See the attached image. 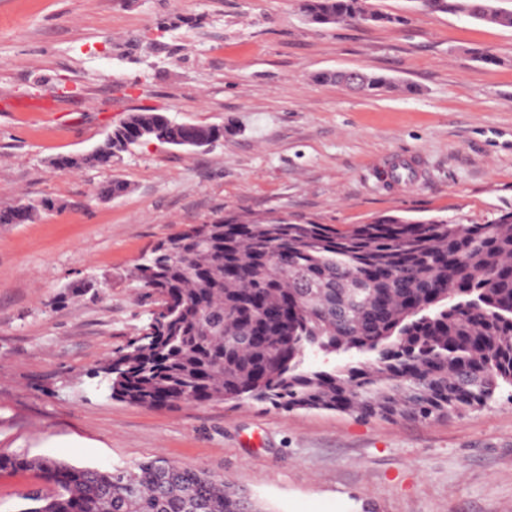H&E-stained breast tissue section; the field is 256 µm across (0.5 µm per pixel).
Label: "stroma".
<instances>
[{
  "mask_svg": "<svg viewBox=\"0 0 512 512\" xmlns=\"http://www.w3.org/2000/svg\"><path fill=\"white\" fill-rule=\"evenodd\" d=\"M403 24H308L296 0H0V207L56 209L0 224V452L77 467L161 455L199 466L268 512H512V387L426 423L264 403L148 409L98 390L93 370L154 305L138 259L232 215L333 224L382 216L488 224L512 211V28L373 0ZM488 52L496 61L475 60ZM361 69L370 96L318 81ZM140 109L222 126L203 148L158 141L62 172ZM411 158V177L384 172ZM117 179L126 192L100 199ZM95 279L99 292L61 300ZM0 471V512L44 488Z\"/></svg>",
  "mask_w": 512,
  "mask_h": 512,
  "instance_id": "35a3bbf8",
  "label": "stroma"
}]
</instances>
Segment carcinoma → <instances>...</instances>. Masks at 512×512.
<instances>
[{
	"instance_id": "carcinoma-1",
	"label": "carcinoma",
	"mask_w": 512,
	"mask_h": 512,
	"mask_svg": "<svg viewBox=\"0 0 512 512\" xmlns=\"http://www.w3.org/2000/svg\"><path fill=\"white\" fill-rule=\"evenodd\" d=\"M432 11L512 28L499 0H432ZM311 23L400 24L370 0H300ZM392 87L365 73L362 91ZM144 110L145 140L190 145L207 127ZM127 151L58 157L60 171L109 166ZM55 209L0 208V224ZM157 296L150 321L94 372L115 400L145 408L255 401L361 419L439 421L512 385V214L492 224L387 217L339 230L313 221L235 217L191 227L136 264ZM33 470L54 490L26 512H264L208 471L161 456L110 470L0 453V471Z\"/></svg>"
}]
</instances>
